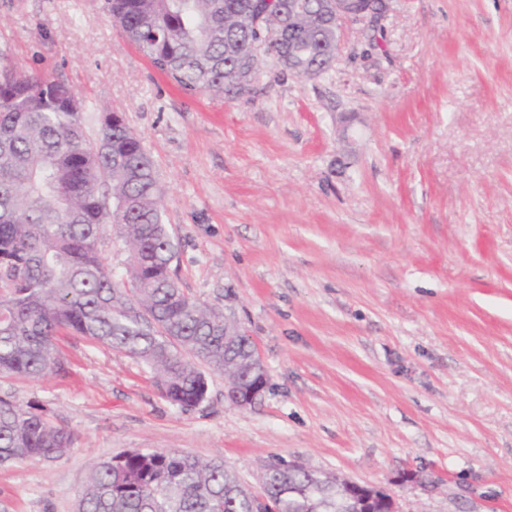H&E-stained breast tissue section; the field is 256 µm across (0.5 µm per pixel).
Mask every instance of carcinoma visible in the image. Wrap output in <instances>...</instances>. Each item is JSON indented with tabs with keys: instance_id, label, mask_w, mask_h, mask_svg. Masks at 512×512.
I'll return each instance as SVG.
<instances>
[{
	"instance_id": "obj_1",
	"label": "carcinoma",
	"mask_w": 512,
	"mask_h": 512,
	"mask_svg": "<svg viewBox=\"0 0 512 512\" xmlns=\"http://www.w3.org/2000/svg\"><path fill=\"white\" fill-rule=\"evenodd\" d=\"M287 0H106L129 43L187 93L237 94L254 63L249 45L272 43L260 14ZM300 28L308 38L274 45L282 69L307 76L327 62L319 0ZM66 83L0 67V374L43 378L66 372L61 332L83 336L142 364L162 397L200 405L208 378L196 363L249 382L253 343L224 342V314L173 279L174 237L163 223L153 160L124 119L87 144ZM111 224L130 249L116 279L98 251ZM78 438L39 406L0 398V467L59 459ZM265 499L222 461L179 450L132 449L94 463L77 493L78 512H348L347 491L310 470L271 463Z\"/></svg>"
}]
</instances>
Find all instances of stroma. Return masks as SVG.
<instances>
[{
	"label": "stroma",
	"instance_id": "obj_1",
	"mask_svg": "<svg viewBox=\"0 0 512 512\" xmlns=\"http://www.w3.org/2000/svg\"><path fill=\"white\" fill-rule=\"evenodd\" d=\"M0 52L68 83L96 137L123 113L152 157L185 293L245 326L252 406L198 408L61 336L66 374L0 375L78 436L0 468V512H74L93 462L178 449L260 491L299 461L400 512H512V0H390L314 78L267 59L254 94H187L105 0H0Z\"/></svg>",
	"mask_w": 512,
	"mask_h": 512
}]
</instances>
